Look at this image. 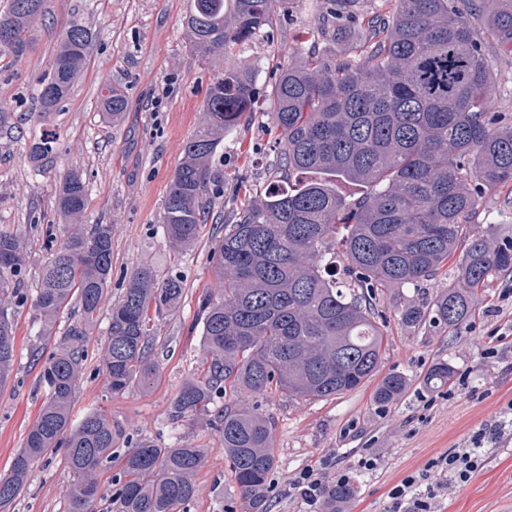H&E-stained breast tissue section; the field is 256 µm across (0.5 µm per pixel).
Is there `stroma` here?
Wrapping results in <instances>:
<instances>
[{
    "mask_svg": "<svg viewBox=\"0 0 512 512\" xmlns=\"http://www.w3.org/2000/svg\"><path fill=\"white\" fill-rule=\"evenodd\" d=\"M191 0H45L30 30L31 46L22 59L0 54V229L24 238L23 283L29 300L13 306L15 366L0 389V475L7 472L35 421L48 388L40 381L36 353L53 348L40 334L31 302L43 265L49 261L47 235L64 239L67 221L57 207L62 177L78 172L88 189L82 221L112 227V280L98 322L91 327L85 373L76 393L74 419L98 411L133 439L173 447L192 442L204 459L194 476L196 494L187 512H246L239 487L224 458L221 433L207 420L175 421L172 401L181 385L201 369L199 301L217 295L210 254L238 204L239 184L251 180L265 188L277 132L271 122L272 100H265L237 135L225 138L211 160L221 190L214 205L222 223L206 224L187 251L174 249L163 229L164 202L187 139L203 120L210 83L226 62L220 55L193 52L186 20ZM325 0H280L273 26L250 42L234 62L256 69L260 82L272 86L281 66L297 51L324 47L326 56L358 55V41L340 38L325 44ZM94 36L87 64L48 121L37 117L38 91L53 63L55 50L70 23ZM495 111L512 115V48L493 50ZM119 89L126 109L119 120L106 118L102 103ZM57 136L48 168H35L27 157L33 139ZM512 183L487 192L473 221V232L512 234ZM151 265L180 276L185 292L180 306L153 320L157 344L153 358L158 379L147 389L112 393L99 373L107 342L109 309L132 272ZM512 340V273L489 279L472 318L459 335L433 323L415 327L390 320L381 374L401 373L409 385L387 406L374 402L376 380L327 400L288 401L271 391L243 395L274 422L277 465L269 476L266 512H299L289 481L311 469L327 486L338 473L355 469L368 453L378 456L375 469L355 480L353 503L339 512H385L389 489L421 470L434 455L469 445L478 429L487 432L486 463L471 481L438 498L439 512H512V431L499 421L512 410V351L493 352L491 335ZM448 361L454 379L429 389L428 369ZM72 477L63 455L39 462L27 492L14 512H67Z\"/></svg>",
    "mask_w": 512,
    "mask_h": 512,
    "instance_id": "stroma-1",
    "label": "stroma"
}]
</instances>
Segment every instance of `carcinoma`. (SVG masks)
<instances>
[{"mask_svg": "<svg viewBox=\"0 0 512 512\" xmlns=\"http://www.w3.org/2000/svg\"><path fill=\"white\" fill-rule=\"evenodd\" d=\"M330 38L358 22L352 0H328ZM386 18L364 27L355 59L338 62L301 52L280 69L272 87V124L280 131L268 165L273 176L254 198L244 188L236 221L211 251L222 295L200 305L203 373L185 382L171 406L175 420L209 416L224 399L215 425L224 455L250 512H265L268 477L276 466L273 421L237 395L276 391L291 401L327 400L369 381L383 358L389 318L382 309L390 288L418 290L436 272L457 268V281L434 298L404 302L394 316L408 326L429 319L448 332L472 317L489 277L512 272V235L470 232L487 191L512 183V117L494 111L492 43L512 44V0H495L486 16L489 37L477 28L480 0H394ZM277 0H193L187 27L192 49L233 56L273 25ZM43 0H11L0 14V51L22 58ZM70 24L42 82L38 117L47 121L68 96L92 33ZM257 72L228 66L208 89L202 126L187 140L170 182L164 232L176 249L192 247L214 220L208 168L221 138L234 135L257 111ZM112 119L125 107L116 89L104 102ZM55 139L30 143L28 156L49 166ZM362 188L345 196L338 185ZM87 187L67 174L58 209L79 219ZM43 267L35 310L44 336L71 304L79 318L63 332L44 364L48 387L38 417L8 473L0 477V512H11L33 466L65 449L72 475L68 512H186L196 493L193 476L203 449L133 443L99 412L72 420L85 343L112 277V225L72 224ZM467 242L462 253L458 246ZM24 241L0 231V388L12 378L16 324L9 309L23 299L19 275ZM183 281L144 266L112 302L102 365L112 392L143 388L159 376L152 359L150 322L178 307ZM451 366L434 364L429 387L448 384ZM409 380L389 373L374 399L389 405ZM130 450L118 454L122 446ZM120 463L119 477L100 486L101 472Z\"/></svg>", "mask_w": 512, "mask_h": 512, "instance_id": "obj_1", "label": "carcinoma"}]
</instances>
